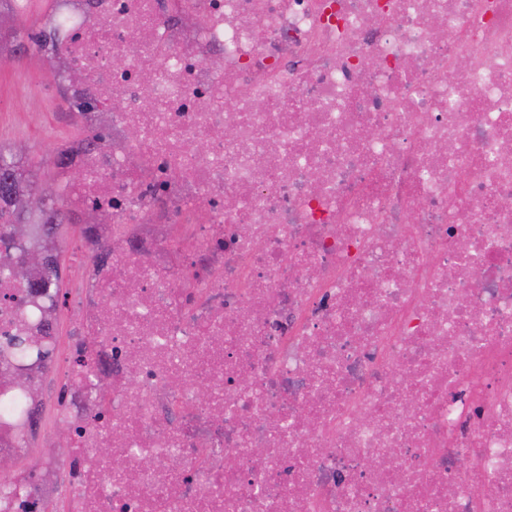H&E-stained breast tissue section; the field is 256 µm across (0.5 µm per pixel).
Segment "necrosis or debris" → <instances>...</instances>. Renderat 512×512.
I'll use <instances>...</instances> for the list:
<instances>
[{
    "label": "necrosis or debris",
    "instance_id": "obj_1",
    "mask_svg": "<svg viewBox=\"0 0 512 512\" xmlns=\"http://www.w3.org/2000/svg\"><path fill=\"white\" fill-rule=\"evenodd\" d=\"M51 23L94 259L72 300L0 282V337L73 317L0 387V512H512V0ZM55 369L69 440L18 466Z\"/></svg>",
    "mask_w": 512,
    "mask_h": 512
}]
</instances>
